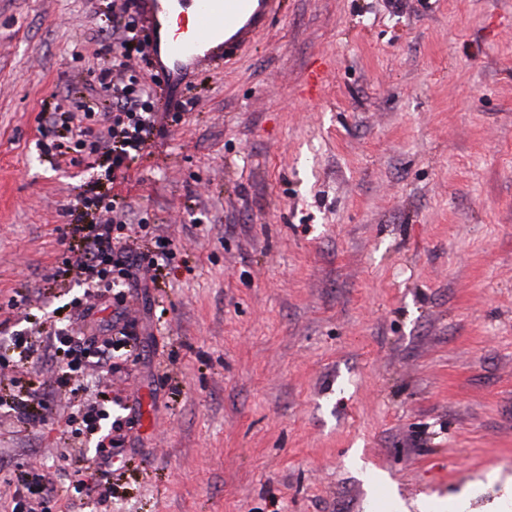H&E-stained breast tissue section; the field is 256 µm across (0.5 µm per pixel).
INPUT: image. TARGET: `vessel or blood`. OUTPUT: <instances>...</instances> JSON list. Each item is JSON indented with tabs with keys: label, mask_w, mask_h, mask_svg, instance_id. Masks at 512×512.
<instances>
[{
	"label": "vessel or blood",
	"mask_w": 512,
	"mask_h": 512,
	"mask_svg": "<svg viewBox=\"0 0 512 512\" xmlns=\"http://www.w3.org/2000/svg\"><path fill=\"white\" fill-rule=\"evenodd\" d=\"M275 0H148L146 31L154 65L174 82L191 70L220 67L226 52L265 23Z\"/></svg>",
	"instance_id": "1"
}]
</instances>
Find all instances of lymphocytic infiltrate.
Returning a JSON list of instances; mask_svg holds the SVG:
<instances>
[{"label": "lymphocytic infiltrate", "mask_w": 512, "mask_h": 512, "mask_svg": "<svg viewBox=\"0 0 512 512\" xmlns=\"http://www.w3.org/2000/svg\"><path fill=\"white\" fill-rule=\"evenodd\" d=\"M121 14L124 22L117 36L100 43V51L112 58L111 66L100 68L97 83L102 92L99 108H87L77 127L73 149L90 153L101 174L87 182L76 206L84 211L105 212L104 220L91 224H68V237L80 240L83 251L79 259L65 262L63 274L94 283L98 299H106L110 289L130 285L135 270L142 263L162 268L172 256L162 235L146 220L136 219L117 186L129 179L130 163L143 153L156 137L165 135L168 122H180L181 112L165 113L160 109L162 95L158 79L142 80L129 73L131 61L146 58L150 42L142 37V19L136 0H124ZM137 224L142 239L149 243L141 250L129 242L128 228ZM51 346L67 369L60 378L69 385L75 374L89 367L108 368L112 354L120 348V340L111 333L79 336L70 326L55 328ZM112 466V452L96 446L88 457L84 474L74 484L76 492L96 496L99 503L112 498V484L107 480ZM53 480L42 468L32 467L21 474L6 512H32L31 504L53 496Z\"/></svg>", "instance_id": "1"}]
</instances>
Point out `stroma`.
Returning a JSON list of instances; mask_svg holds the SVG:
<instances>
[{
    "label": "stroma",
    "mask_w": 512,
    "mask_h": 512,
    "mask_svg": "<svg viewBox=\"0 0 512 512\" xmlns=\"http://www.w3.org/2000/svg\"><path fill=\"white\" fill-rule=\"evenodd\" d=\"M112 0H0V321L131 335L90 384L121 419L112 502L75 498L79 396L0 348V499L44 512H418L512 481V0H281L120 192L172 241L120 311L53 277ZM324 73L307 88L311 66ZM44 394L38 422L11 401ZM53 480L51 474L37 467H30L21 474L4 512H32L30 504L36 500L53 497Z\"/></svg>",
    "instance_id": "35a3bbf8"
}]
</instances>
